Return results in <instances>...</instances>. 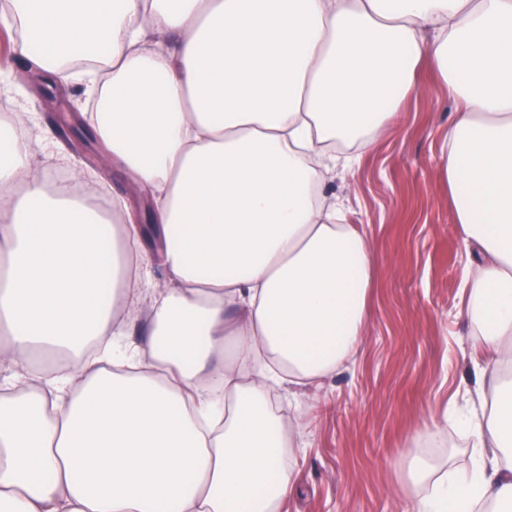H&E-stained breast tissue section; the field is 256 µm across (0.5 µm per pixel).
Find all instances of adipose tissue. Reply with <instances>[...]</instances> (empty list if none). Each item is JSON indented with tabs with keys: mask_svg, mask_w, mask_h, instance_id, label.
I'll use <instances>...</instances> for the list:
<instances>
[{
	"mask_svg": "<svg viewBox=\"0 0 512 512\" xmlns=\"http://www.w3.org/2000/svg\"><path fill=\"white\" fill-rule=\"evenodd\" d=\"M10 5L34 62L97 98L103 159L150 221L48 194L27 114L0 119V512H276L295 483L267 393L354 354L375 275L323 193L355 154L329 146L389 135L428 56L456 104L437 167L480 380L473 469L412 458L411 512H512V0ZM78 42L112 51L65 66ZM145 297L140 345L123 315Z\"/></svg>",
	"mask_w": 512,
	"mask_h": 512,
	"instance_id": "obj_1",
	"label": "adipose tissue"
}]
</instances>
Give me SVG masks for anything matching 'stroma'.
I'll return each instance as SVG.
<instances>
[{
  "label": "stroma",
  "instance_id": "obj_1",
  "mask_svg": "<svg viewBox=\"0 0 512 512\" xmlns=\"http://www.w3.org/2000/svg\"><path fill=\"white\" fill-rule=\"evenodd\" d=\"M16 42L10 17L0 14V101L29 114L31 155L55 176L65 173L59 159L67 157L110 193L130 195L98 163L99 144L84 126L93 109L88 95L74 82L45 84ZM421 75L423 88L403 102L395 130L351 168L333 172L325 188L372 242L376 279L355 356L303 389L302 428L286 454L295 492L278 512H407L413 454L451 471L473 464L468 437L452 425H442L432 447L409 442L444 410L470 402L475 377L463 352L479 341L463 316L467 251L436 168L455 104L430 61ZM49 139L58 155L46 150Z\"/></svg>",
  "mask_w": 512,
  "mask_h": 512
}]
</instances>
